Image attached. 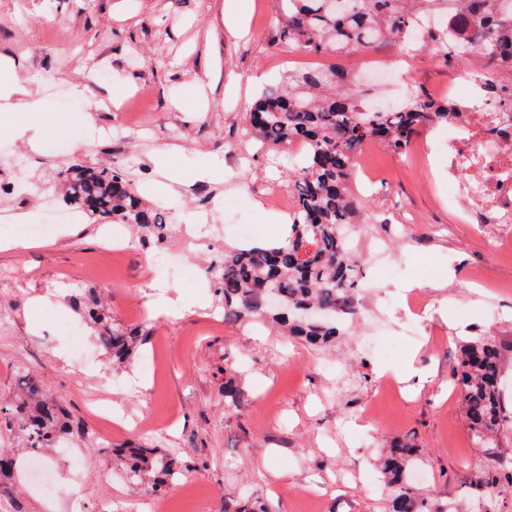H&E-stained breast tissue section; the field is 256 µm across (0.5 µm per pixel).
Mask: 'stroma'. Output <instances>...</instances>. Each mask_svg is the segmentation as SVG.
<instances>
[{"instance_id":"obj_1","label":"stroma","mask_w":512,"mask_h":512,"mask_svg":"<svg viewBox=\"0 0 512 512\" xmlns=\"http://www.w3.org/2000/svg\"><path fill=\"white\" fill-rule=\"evenodd\" d=\"M227 0H0V58L16 64L26 96L0 101V185L27 184L26 204L0 188V208H16V220L0 223V241L27 239L28 248L0 250V402L11 401L25 379L37 378L80 429L73 446L87 460L78 498L62 449L43 455L58 495L37 492L27 469L0 476V512H149L148 489L130 483L108 450L152 443L170 454L200 497L167 488L169 512H224L250 498L271 512H388L389 492L363 474L383 443L406 440L417 447L430 474L419 491L453 512H478L485 493L478 480L499 461L512 459V423L487 454L471 437L451 377L460 348L486 335L503 355L502 399L512 412V293L503 294L487 319L466 318L457 303L481 305L486 288L512 286V238L496 253L486 241L497 226L459 223L448 207L452 192L445 161L417 170V149L400 156L373 144L362 167L377 176L371 197L380 220L364 224L353 242L361 276H370L374 243L389 245L392 275L374 295L394 327L409 311L406 288L434 301L429 336L393 353L370 349L368 325L353 323L326 348L283 336L274 325L219 323L206 268L224 247L236 245L235 225L256 227L255 242L284 239L267 195L286 187L291 152L265 155L246 141L244 114L260 91L283 73L331 65L279 40L273 19L277 0H236L242 34L227 28ZM412 61L414 86L443 91L452 66L429 53L402 49ZM52 115L48 134L32 125L20 101ZM75 138L85 165L128 172L152 204H169L167 251L183 255L192 282L149 276L152 254L135 230L127 251L106 253L102 225L84 214L70 224L30 237L22 227L38 222L46 206L62 208L54 187L64 159L49 139ZM219 167L204 179L206 163ZM183 171L181 182L166 170ZM237 195L242 205L225 210ZM213 209L217 237L193 241L203 205ZM484 272L485 287L468 282ZM98 296L104 322L141 328L138 354L114 363L99 355V370L83 371L69 354L76 337L95 345L101 323L82 294ZM176 307L141 316L149 301ZM156 356L157 372L143 361ZM411 378L399 391L382 392L378 381L404 366ZM236 403L224 396L226 385ZM112 407L138 425L133 436L100 417ZM164 437L151 438L153 426Z\"/></svg>"}]
</instances>
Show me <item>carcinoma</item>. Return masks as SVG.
Segmentation results:
<instances>
[{
  "instance_id": "1",
  "label": "carcinoma",
  "mask_w": 512,
  "mask_h": 512,
  "mask_svg": "<svg viewBox=\"0 0 512 512\" xmlns=\"http://www.w3.org/2000/svg\"><path fill=\"white\" fill-rule=\"evenodd\" d=\"M450 26L458 37L449 54H476L485 67L512 63V0H463ZM279 39L297 50L328 55L373 52L380 44L401 48L423 11H448V0H278ZM485 18L489 36L475 45L474 16ZM356 77L348 69L290 70L282 83L265 90L246 117V130L266 152L296 145L302 160L289 175L295 214L288 237L271 246L241 245L224 250L208 270L224 320L275 324L305 343L322 347L336 340L358 314L359 259L340 236L344 224H358L368 201L354 193L355 159L372 142L403 154L430 126L448 122V103L414 91L397 112H367L365 91L351 92ZM64 199L84 213L112 224L137 226L147 241L164 242L167 225L148 206L131 180L108 167H88L79 159L57 172ZM307 245L314 249L303 254ZM101 344L112 361L130 359L145 340L138 328L107 326ZM501 353L489 338L460 349L455 382L472 439L489 447L490 435L505 423L500 380ZM18 430L37 452L56 443L70 428L57 403L44 397L33 379L22 395L0 404V431ZM130 471L134 484L147 480L162 490L177 473L175 461L147 444L112 449ZM408 442L390 445L380 472L391 493V512H448L442 504L415 492L407 474L417 462ZM504 483L512 489V466L480 481L487 488Z\"/></svg>"
}]
</instances>
